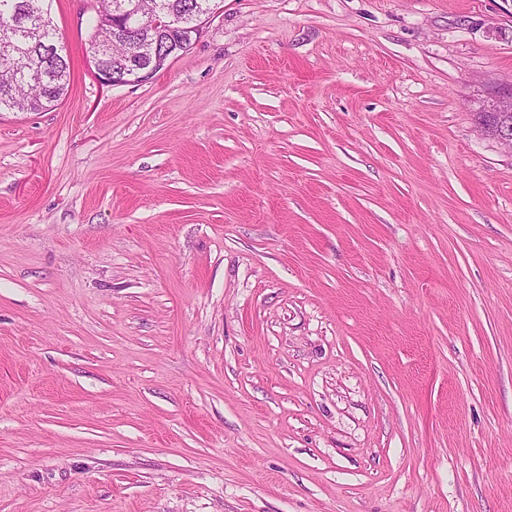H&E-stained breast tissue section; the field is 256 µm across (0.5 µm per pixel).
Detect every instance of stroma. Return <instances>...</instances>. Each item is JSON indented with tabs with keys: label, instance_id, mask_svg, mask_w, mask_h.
I'll list each match as a JSON object with an SVG mask.
<instances>
[{
	"label": "stroma",
	"instance_id": "obj_1",
	"mask_svg": "<svg viewBox=\"0 0 512 512\" xmlns=\"http://www.w3.org/2000/svg\"><path fill=\"white\" fill-rule=\"evenodd\" d=\"M0 112V512H512V0H221Z\"/></svg>",
	"mask_w": 512,
	"mask_h": 512
}]
</instances>
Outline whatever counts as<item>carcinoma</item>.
Masks as SVG:
<instances>
[{
    "label": "carcinoma",
    "instance_id": "carcinoma-1",
    "mask_svg": "<svg viewBox=\"0 0 512 512\" xmlns=\"http://www.w3.org/2000/svg\"><path fill=\"white\" fill-rule=\"evenodd\" d=\"M46 0H0V45L12 43L16 50L9 56L0 54V111L35 112L58 104L69 86V61L60 46L57 29L45 8ZM183 14L181 28L155 36L149 0L133 8L132 0H110L118 12L125 14L122 27L97 24L89 46L108 43L105 58L122 60L121 54L141 37L154 39L160 54L180 55V43L192 35L191 15L203 10L212 0H166ZM48 68L44 93L27 84L26 76Z\"/></svg>",
    "mask_w": 512,
    "mask_h": 512
}]
</instances>
